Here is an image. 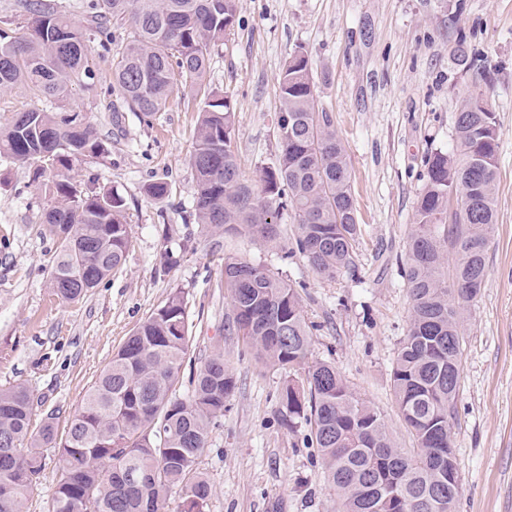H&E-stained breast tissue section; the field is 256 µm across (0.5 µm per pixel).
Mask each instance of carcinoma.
<instances>
[{"label":"carcinoma","mask_w":512,"mask_h":512,"mask_svg":"<svg viewBox=\"0 0 512 512\" xmlns=\"http://www.w3.org/2000/svg\"><path fill=\"white\" fill-rule=\"evenodd\" d=\"M21 7L17 35L0 31L1 92L22 86L38 99L63 98L92 78L99 51L112 56V91L149 118L164 109L176 78L192 93L204 89L211 48L234 23L237 0H22ZM76 7L86 24L74 20ZM114 21L128 23L120 42ZM277 83L280 154L254 181L239 169L230 100L211 92L196 101L189 217L214 234L272 241L287 208L296 221L290 254L334 279L355 271L360 234L346 148L332 115L317 108L304 52L289 58ZM454 130L456 151L428 159L405 254L411 319L391 382L413 451L395 446L381 413L327 363L309 367L304 382L290 381L281 393L288 428H309L343 512H454L459 496L448 449L464 312L484 286L485 245L496 224L499 134L495 113L478 95L462 105ZM108 153L76 110L34 106L0 127V158L50 162L55 203L41 215L40 234L56 243L48 285L65 302L110 277L130 247L126 199L105 186L80 190L70 176L76 163ZM224 288L233 307L228 329L259 360L290 369L306 363L312 332L295 288L236 257L224 258ZM191 339L188 302L177 289L112 355L81 404L66 416L49 409L36 432L33 391L22 383L0 387V512H23L50 451L62 461L52 512H166L173 494L177 512H205L210 485L199 460L236 379L215 351L185 396H176Z\"/></svg>","instance_id":"obj_1"}]
</instances>
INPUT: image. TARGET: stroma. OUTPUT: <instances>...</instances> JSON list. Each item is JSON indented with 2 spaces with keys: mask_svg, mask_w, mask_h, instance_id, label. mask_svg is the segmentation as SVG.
<instances>
[{
  "mask_svg": "<svg viewBox=\"0 0 512 512\" xmlns=\"http://www.w3.org/2000/svg\"><path fill=\"white\" fill-rule=\"evenodd\" d=\"M461 39L471 50L464 65L453 58ZM298 50L309 57L316 102L332 114L347 150L361 226L355 274L323 279L289 256L287 212L273 241L215 236L189 223L197 112L179 87L155 117L113 111L112 61L103 55L64 106L89 117L110 154L76 163L72 177L125 198L132 246L84 299L59 300L47 286L55 246L39 226L51 175L0 159V386L33 390L43 402L37 427L47 409L73 410L127 336L181 290L194 342L178 392L218 348L236 378L200 462L210 483L206 512H342L307 426L289 427L282 412L289 371L266 366L224 328L231 313L224 259L244 258L298 286L312 327L310 361L335 366L380 410L397 446L412 450L391 387L410 323L403 260L427 160L454 149L455 115L480 93L499 127L496 224L485 286L466 312L452 427L456 512H512V0H237L234 24L211 51L206 86L231 101L246 178L277 161V76ZM159 179L170 185L161 202L144 193ZM164 245L183 257L161 273L156 255Z\"/></svg>",
  "mask_w": 512,
  "mask_h": 512,
  "instance_id": "1",
  "label": "stroma"
}]
</instances>
